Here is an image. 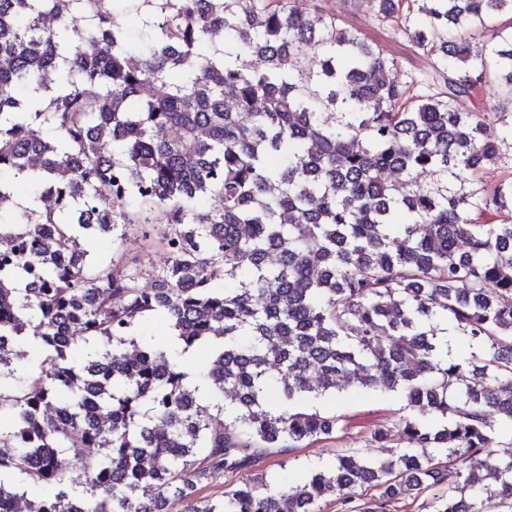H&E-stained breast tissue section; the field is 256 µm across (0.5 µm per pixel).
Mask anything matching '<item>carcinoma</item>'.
<instances>
[{
    "instance_id": "cac0c4a2",
    "label": "carcinoma",
    "mask_w": 512,
    "mask_h": 512,
    "mask_svg": "<svg viewBox=\"0 0 512 512\" xmlns=\"http://www.w3.org/2000/svg\"><path fill=\"white\" fill-rule=\"evenodd\" d=\"M70 2L80 30L67 14L45 26L54 0H0V240L12 242L0 379L14 376L15 344L42 354L37 378L0 391V512L28 494L29 512H165L171 497L187 512H314L327 498L387 512L430 489L434 512H475L476 495L512 505V456L492 457L512 433V221H478L509 208L512 184L488 196L464 178L495 168L500 140L484 114L456 108L489 60L512 86V37L473 62L459 36L512 14V0H427L404 29L435 53L416 97L382 49L304 0ZM365 2L400 18V0ZM122 14L143 18L146 56ZM309 49L312 73L300 66ZM160 208L168 261L147 285L135 262L113 270L77 248L118 227L148 241ZM153 317L168 334L141 346L134 332ZM437 320L485 353L450 357ZM174 346L234 394L224 421ZM341 380L403 395L409 415L372 436L391 456L342 454L278 489L246 476L200 504L208 470L333 434L336 416L288 405ZM68 447L85 449L80 495ZM362 488L378 494L359 503Z\"/></svg>"
}]
</instances>
